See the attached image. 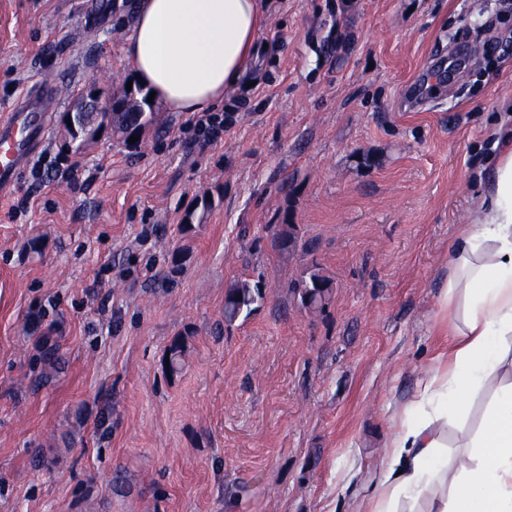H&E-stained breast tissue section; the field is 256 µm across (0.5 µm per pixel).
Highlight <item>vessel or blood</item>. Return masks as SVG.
<instances>
[{
    "instance_id": "1",
    "label": "vessel or blood",
    "mask_w": 512,
    "mask_h": 512,
    "mask_svg": "<svg viewBox=\"0 0 512 512\" xmlns=\"http://www.w3.org/2000/svg\"><path fill=\"white\" fill-rule=\"evenodd\" d=\"M59 100L57 87L41 81L0 119V190L15 186L29 158L45 139L49 116Z\"/></svg>"
}]
</instances>
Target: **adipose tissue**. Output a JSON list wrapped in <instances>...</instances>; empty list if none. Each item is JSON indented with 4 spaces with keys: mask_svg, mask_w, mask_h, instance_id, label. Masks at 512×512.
<instances>
[{
    "mask_svg": "<svg viewBox=\"0 0 512 512\" xmlns=\"http://www.w3.org/2000/svg\"><path fill=\"white\" fill-rule=\"evenodd\" d=\"M268 0H137L124 59L169 112L219 105L253 66ZM494 164L479 207L448 252L446 301L458 322L424 370L428 412L388 443L357 512H512V135L490 133ZM488 405L448 456V417Z\"/></svg>",
    "mask_w": 512,
    "mask_h": 512,
    "instance_id": "ef3b65f1",
    "label": "adipose tissue"
}]
</instances>
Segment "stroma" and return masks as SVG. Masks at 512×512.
Returning <instances> with one entry per match:
<instances>
[{
	"label": "stroma",
	"instance_id": "1",
	"mask_svg": "<svg viewBox=\"0 0 512 512\" xmlns=\"http://www.w3.org/2000/svg\"><path fill=\"white\" fill-rule=\"evenodd\" d=\"M134 3L0 0V117L64 90L0 192V512H354L455 320L448 246L512 113V0H272L223 140L158 104L136 145L108 120L71 139L89 86L144 96ZM313 265L317 309L293 291ZM238 280L264 298L228 325ZM303 307H322L331 295V281L313 265L308 276L293 286Z\"/></svg>",
	"mask_w": 512,
	"mask_h": 512
}]
</instances>
